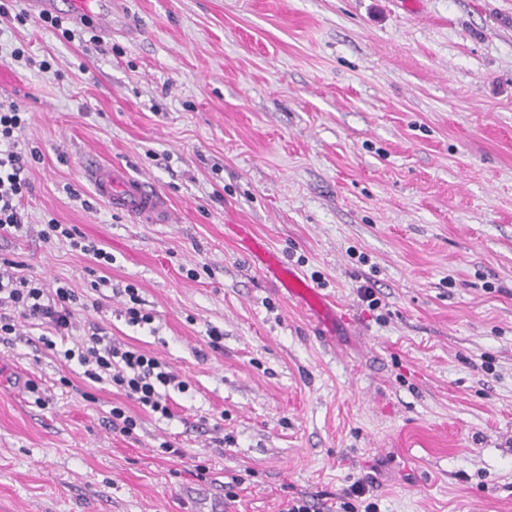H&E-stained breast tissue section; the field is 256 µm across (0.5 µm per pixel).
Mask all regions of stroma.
<instances>
[{"mask_svg":"<svg viewBox=\"0 0 512 512\" xmlns=\"http://www.w3.org/2000/svg\"><path fill=\"white\" fill-rule=\"evenodd\" d=\"M0 98L32 154V230L0 258L72 288L67 346L96 324L189 384L168 389L171 418L133 404L134 434L112 433L116 389L19 321L0 344V512H279L298 495L326 512L359 480L378 512H512V0H125L111 35L70 39L0 17ZM90 156L174 222L112 210ZM51 220L111 266L41 239ZM241 224L335 323L262 275ZM129 284L152 327L126 322Z\"/></svg>","mask_w":512,"mask_h":512,"instance_id":"1","label":"stroma"}]
</instances>
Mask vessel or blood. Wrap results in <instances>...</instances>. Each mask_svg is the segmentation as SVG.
<instances>
[{"label":"vessel or blood","mask_w":512,"mask_h":512,"mask_svg":"<svg viewBox=\"0 0 512 512\" xmlns=\"http://www.w3.org/2000/svg\"><path fill=\"white\" fill-rule=\"evenodd\" d=\"M124 0H107L106 8L94 11L84 0H73L72 12L77 21L92 23L103 33L112 31V14ZM87 168L91 174L97 195L112 209L132 213L140 217L148 216L158 224L169 221V212L164 196L147 186L144 181L131 177L123 168L89 161ZM261 270L268 279L277 280L290 297L310 306L321 309L325 303L293 268L283 264L272 255L260 258Z\"/></svg>","instance_id":"b4317fda"}]
</instances>
